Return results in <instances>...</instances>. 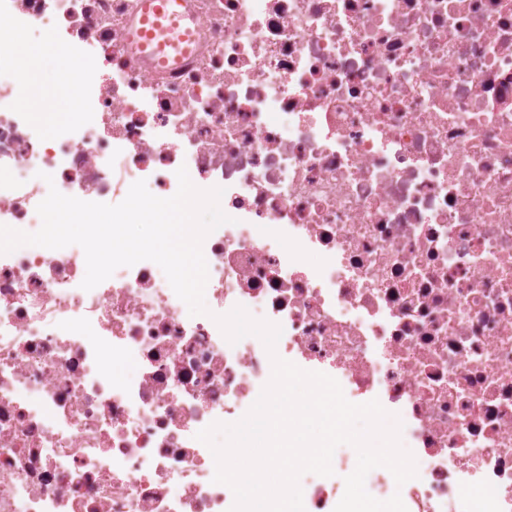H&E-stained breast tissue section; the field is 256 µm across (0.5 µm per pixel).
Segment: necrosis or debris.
Returning <instances> with one entry per match:
<instances>
[{
    "label": "necrosis or debris",
    "mask_w": 512,
    "mask_h": 512,
    "mask_svg": "<svg viewBox=\"0 0 512 512\" xmlns=\"http://www.w3.org/2000/svg\"><path fill=\"white\" fill-rule=\"evenodd\" d=\"M184 3L190 50L162 68L141 0H0V225L38 228L34 169L114 202L173 196L183 167L231 218L203 241L206 315L149 260L87 291L81 247L0 254V512H229L196 434L271 377L215 321L238 305L400 417L418 476L376 468L377 498L512 512V0ZM43 30L83 69L47 132L11 78Z\"/></svg>",
    "instance_id": "obj_1"
}]
</instances>
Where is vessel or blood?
Masks as SVG:
<instances>
[{"label":"vessel or blood","mask_w":512,"mask_h":512,"mask_svg":"<svg viewBox=\"0 0 512 512\" xmlns=\"http://www.w3.org/2000/svg\"><path fill=\"white\" fill-rule=\"evenodd\" d=\"M183 0H145L143 29L138 35L151 43L152 57L159 65H167L169 59L180 58L186 52L184 35L175 32L171 20L180 18Z\"/></svg>","instance_id":"b4317fda"}]
</instances>
